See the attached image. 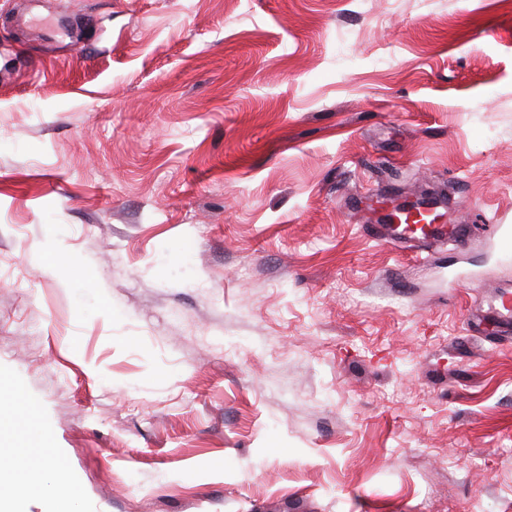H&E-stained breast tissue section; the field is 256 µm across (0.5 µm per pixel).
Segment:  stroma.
Here are the masks:
<instances>
[{"mask_svg":"<svg viewBox=\"0 0 512 512\" xmlns=\"http://www.w3.org/2000/svg\"><path fill=\"white\" fill-rule=\"evenodd\" d=\"M451 196L464 244L368 225ZM512 0H0V448L24 512H512ZM40 448L39 452L19 466H10L18 488L28 494H35L45 491L44 472L47 469V461L51 456L47 455L46 448Z\"/></svg>","mask_w":512,"mask_h":512,"instance_id":"1","label":"stroma"}]
</instances>
